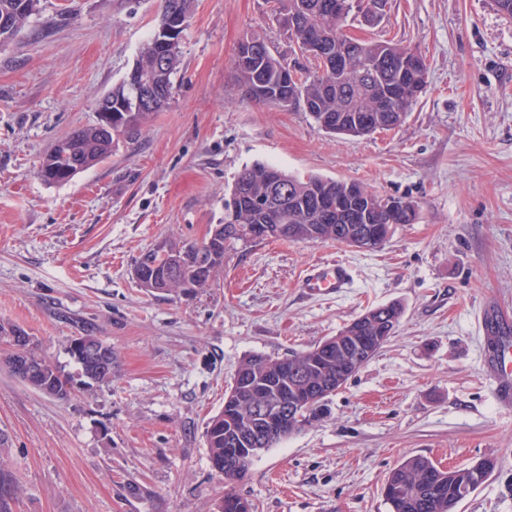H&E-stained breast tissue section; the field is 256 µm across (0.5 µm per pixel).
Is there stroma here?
Here are the masks:
<instances>
[{
	"label": "stroma",
	"mask_w": 512,
	"mask_h": 512,
	"mask_svg": "<svg viewBox=\"0 0 512 512\" xmlns=\"http://www.w3.org/2000/svg\"><path fill=\"white\" fill-rule=\"evenodd\" d=\"M161 0H41L0 45V325L22 327L72 384L59 401L15 377L0 343V456L11 512H214L209 418L239 362L336 335L366 309L401 303L396 333L318 420L261 451L237 493L257 512H388L387 473L422 454L497 466L456 512H512V409L498 406L481 320L512 318V18L494 0H389L353 35L421 51L426 85L400 127L334 137L307 112L251 102L232 61L267 34L302 64L265 0H191L167 107L139 136L61 185L44 153L96 124L97 100L147 42ZM363 183L418 218L364 251L333 241L237 243L209 288L150 292L133 270L165 238L202 240L240 169ZM341 256L353 282L310 297L306 270ZM112 346V381L85 385L67 348Z\"/></svg>",
	"instance_id": "1"
}]
</instances>
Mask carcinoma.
I'll return each instance as SVG.
<instances>
[{
    "mask_svg": "<svg viewBox=\"0 0 512 512\" xmlns=\"http://www.w3.org/2000/svg\"><path fill=\"white\" fill-rule=\"evenodd\" d=\"M170 0H161L157 28L140 52L137 61L151 56L159 41L167 38L162 32ZM271 13L288 40L310 62L308 66L284 65L275 55L266 35L253 33L245 41L260 42L265 49L244 64L234 62L236 82L249 99L260 105L292 108L303 106L313 120L330 134L367 136L378 130H394L402 125L410 108L424 89L427 64L425 57L405 46L387 41H367L348 31V18L353 0H267ZM182 50L173 53L170 65L154 71L150 79L157 88L152 112L162 111L169 103L173 78ZM112 111L123 114L131 105L132 93L123 85L114 87ZM140 124L120 121L110 139L94 134V127L73 130L59 140L45 155L39 170L49 184L69 182L65 173L74 166L76 156L93 167L112 153L115 137L132 135ZM342 202V208L329 211L326 204ZM405 200L383 198L367 186L350 181L288 175L262 162L243 167L235 177L230 199L224 203L221 224H269V239L284 241L321 240L344 243L340 229L359 224V213L373 212L372 222L365 224L378 237L373 248L383 245L388 224H413L417 211L402 209ZM245 237L228 230L212 242V251L203 255L200 247L209 241H165L173 251L182 253L186 263L212 262L213 275L224 269V251ZM210 285V280H198L185 273L182 282L171 287L161 286L169 294L195 292ZM402 307L390 303L366 310L336 335L305 351L284 358L249 355L238 365L224 407L208 422L206 445L212 469L224 474V498L217 512H255V506L234 490V483L246 477L251 466L226 468L227 458L244 455L246 449L228 442L227 432L236 428L244 434L253 433L255 423L251 410L267 400L286 401L277 393L272 380L288 378V386L307 383H327L341 378L346 384L351 374L346 372L344 357L336 354L344 345L364 361L372 359L388 342L400 323ZM75 336L68 345V354L79 366L81 375L96 384L112 382V370L99 371L88 358L82 340ZM30 359L42 367L39 377L29 383L35 390L65 400L70 395V381L54 363L36 354L33 342L7 356ZM322 401L318 400L301 414L299 426L283 433H259L260 448H272L314 419ZM491 459L463 469L444 468L423 455L404 457L388 473L383 496L389 512H455L456 507L474 493L495 469ZM15 495L12 476L0 466V512H11L10 500Z\"/></svg>",
    "mask_w": 512,
    "mask_h": 512,
    "instance_id": "cac0c4a2",
    "label": "carcinoma"
}]
</instances>
